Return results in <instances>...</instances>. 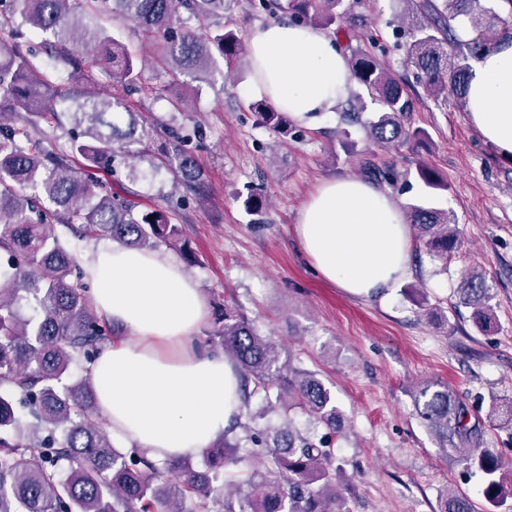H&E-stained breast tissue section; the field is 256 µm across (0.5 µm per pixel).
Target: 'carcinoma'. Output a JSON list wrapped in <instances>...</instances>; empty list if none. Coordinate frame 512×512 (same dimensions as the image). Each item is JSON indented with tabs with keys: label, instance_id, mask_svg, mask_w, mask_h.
<instances>
[{
	"label": "carcinoma",
	"instance_id": "cac0c4a2",
	"mask_svg": "<svg viewBox=\"0 0 512 512\" xmlns=\"http://www.w3.org/2000/svg\"><path fill=\"white\" fill-rule=\"evenodd\" d=\"M232 0H0V29L15 16L34 29L72 44L94 62L112 68L123 93L100 94L80 88L58 94L59 82L83 78V62L63 55L71 70L61 77L40 52L18 44L0 47V512H350L340 485L342 467L333 444L344 418L329 388L316 374L296 367L280 346L260 333L246 316L226 306L205 344L224 351L240 377L241 437L224 438L202 451V468L188 459L160 466L137 447L112 443L89 374L101 351L117 335L96 314L81 256L54 228L62 225L77 240L105 236L121 246L158 250L180 235L175 212L137 209L113 193L102 194L99 174L136 163L165 168L174 182L198 187L196 159L181 145L199 137L198 128L169 123L139 126L126 97L141 91L140 63L105 30L83 24L98 3L161 43L160 60L180 72L206 73L215 57L237 60L246 47L224 27ZM343 0H267L263 7L294 18H316L330 27L342 21ZM478 0H423L406 22L407 59L425 91L453 93L466 110L469 60L491 45L495 14H474ZM471 19L477 36L458 40L451 21ZM204 22L205 32L187 26ZM351 76L379 112L366 123L381 144L429 139L404 118L413 98L371 55L350 59ZM64 107L77 133L65 149H49L34 138L38 120L58 119ZM266 126L283 130L288 115L266 101L251 104ZM158 133L176 142L160 161L146 149L133 150ZM418 176L431 190H448L430 166ZM407 223L419 247L448 259L457 243L456 221L446 210L410 204ZM462 304L473 325L487 330L492 296L483 277L462 275ZM262 406L252 409V399ZM416 414L434 437L438 452H453L467 470L483 474L484 505L458 488L440 494L441 512H512V466L483 447L484 426L469 407L438 383L416 389ZM306 416L309 431L293 422L268 419L281 407ZM28 411L23 422L18 409Z\"/></svg>",
	"mask_w": 512,
	"mask_h": 512
}]
</instances>
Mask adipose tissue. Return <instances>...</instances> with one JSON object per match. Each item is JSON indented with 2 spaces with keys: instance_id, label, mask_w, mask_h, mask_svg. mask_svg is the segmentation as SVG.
I'll list each match as a JSON object with an SVG mask.
<instances>
[{
  "instance_id": "adipose-tissue-1",
  "label": "adipose tissue",
  "mask_w": 512,
  "mask_h": 512,
  "mask_svg": "<svg viewBox=\"0 0 512 512\" xmlns=\"http://www.w3.org/2000/svg\"><path fill=\"white\" fill-rule=\"evenodd\" d=\"M246 64L250 94L305 126L350 93L337 39L304 25L254 27ZM467 117L512 159V38L473 64ZM297 236L322 278L351 296L380 295L410 274L404 210L363 180H324L298 213ZM85 268L95 311L124 333L90 378L113 438L159 463L199 455L223 437L241 403L233 363L194 341L206 316L194 280L161 252L115 244L102 245Z\"/></svg>"
}]
</instances>
